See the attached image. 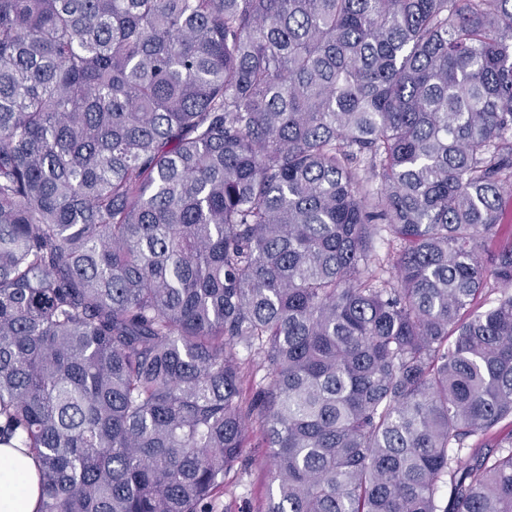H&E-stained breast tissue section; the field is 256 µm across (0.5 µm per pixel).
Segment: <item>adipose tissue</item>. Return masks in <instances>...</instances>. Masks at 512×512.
I'll return each instance as SVG.
<instances>
[{
	"instance_id": "1",
	"label": "adipose tissue",
	"mask_w": 512,
	"mask_h": 512,
	"mask_svg": "<svg viewBox=\"0 0 512 512\" xmlns=\"http://www.w3.org/2000/svg\"><path fill=\"white\" fill-rule=\"evenodd\" d=\"M41 497L34 455L0 446V512H38Z\"/></svg>"
}]
</instances>
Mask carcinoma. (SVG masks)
<instances>
[{"label": "carcinoma", "instance_id": "cac0c4a2", "mask_svg": "<svg viewBox=\"0 0 512 512\" xmlns=\"http://www.w3.org/2000/svg\"><path fill=\"white\" fill-rule=\"evenodd\" d=\"M509 190L512 0H0L39 512H512ZM252 447L246 448L249 466L238 468L224 477V492L210 505L213 512H257L266 496L270 481L269 458L266 448L253 437Z\"/></svg>", "mask_w": 512, "mask_h": 512}]
</instances>
